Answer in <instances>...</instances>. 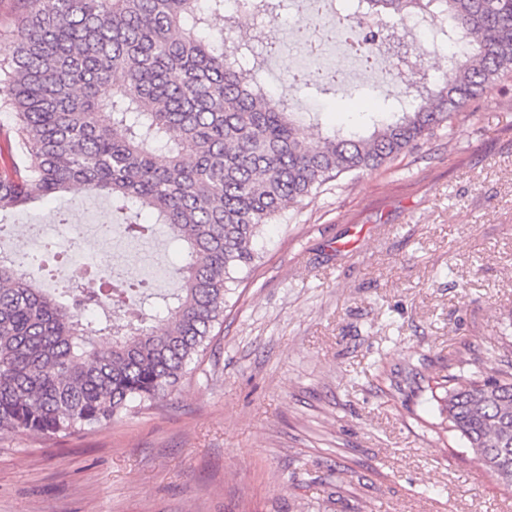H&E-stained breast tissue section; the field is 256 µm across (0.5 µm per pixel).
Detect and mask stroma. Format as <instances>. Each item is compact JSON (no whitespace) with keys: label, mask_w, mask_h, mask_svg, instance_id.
I'll use <instances>...</instances> for the list:
<instances>
[{"label":"stroma","mask_w":512,"mask_h":512,"mask_svg":"<svg viewBox=\"0 0 512 512\" xmlns=\"http://www.w3.org/2000/svg\"><path fill=\"white\" fill-rule=\"evenodd\" d=\"M305 13L235 21L279 45L262 75L294 109ZM410 67L329 66L316 107L329 131L374 112L448 53L402 39ZM120 216L100 197L16 213L58 226ZM259 260L204 358L158 408L88 433L0 434V512H512V493L443 431L436 381L472 375L512 332V76L379 169L346 174L267 226ZM347 483L337 489L336 475Z\"/></svg>","instance_id":"obj_1"}]
</instances>
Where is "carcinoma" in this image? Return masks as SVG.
I'll return each mask as SVG.
<instances>
[{
    "label": "carcinoma",
    "mask_w": 512,
    "mask_h": 512,
    "mask_svg": "<svg viewBox=\"0 0 512 512\" xmlns=\"http://www.w3.org/2000/svg\"><path fill=\"white\" fill-rule=\"evenodd\" d=\"M258 17L283 0H243ZM20 26L0 46V213L71 191L135 211L132 240L166 232L184 262L178 291L148 313L146 282L92 268L58 296L0 258V432L65 437L149 410L177 390L258 258L264 226L344 173L375 170L454 120L512 73V0H347L374 24L355 52L414 19L452 45L448 70L384 101L362 128L306 138L260 78L251 41L228 43L224 0H14ZM312 93L327 77L299 74ZM109 112L102 125L98 113ZM154 215L139 221V211ZM445 429L512 491V361L487 352L476 375L448 374Z\"/></svg>",
    "instance_id": "obj_1"
}]
</instances>
